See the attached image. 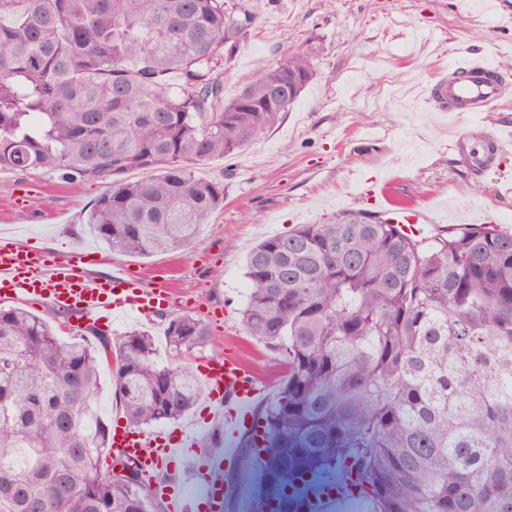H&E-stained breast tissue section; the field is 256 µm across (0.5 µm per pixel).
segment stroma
I'll return each instance as SVG.
<instances>
[{
  "label": "stroma",
  "instance_id": "obj_1",
  "mask_svg": "<svg viewBox=\"0 0 512 512\" xmlns=\"http://www.w3.org/2000/svg\"><path fill=\"white\" fill-rule=\"evenodd\" d=\"M484 14L465 0H261L255 22L224 65L234 97L260 66L311 47L316 75L279 122L233 158L197 165L222 182L224 205L189 246L148 258L111 253L87 231L103 181L66 182L44 171H0V230L51 255L90 252L85 274L99 280L122 265L148 288H166L169 312H189L211 332L204 357L236 349L269 386L279 372L247 336V254L261 240L299 224H323L345 210L411 207L423 235L453 225L512 228V153L490 164L472 159L491 132L512 126V98L480 115L433 111L429 83L462 55H486L512 83V0ZM466 138L452 154L448 137ZM385 190L388 205L372 194Z\"/></svg>",
  "mask_w": 512,
  "mask_h": 512
}]
</instances>
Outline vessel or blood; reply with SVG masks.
Wrapping results in <instances>:
<instances>
[{
    "instance_id": "b4317fda",
    "label": "vessel or blood",
    "mask_w": 512,
    "mask_h": 512,
    "mask_svg": "<svg viewBox=\"0 0 512 512\" xmlns=\"http://www.w3.org/2000/svg\"><path fill=\"white\" fill-rule=\"evenodd\" d=\"M512 95L496 66L482 56H470L448 68L447 78L431 84L428 99L438 112H489ZM89 258L84 254H67L58 258L51 271H44L43 257L33 249L15 246L8 237L0 238V296H24L33 302L43 300L73 311L81 319L133 314L143 319L167 307L170 294L166 289H144L127 271L109 275L104 281L89 282L82 266ZM208 419L217 424L224 436L225 448L206 454L198 463L203 477L201 498L189 497L178 484L153 485L152 490L168 504L169 512H224V467L235 457L242 433L244 413L259 399L265 387L255 374L232 351L214 356L204 366ZM194 431L180 434L165 431L146 432L125 425L112 429V454L136 461L142 475H150L163 464L190 454L197 447ZM306 480L295 473L287 489L294 496L298 512H328L343 499L341 490L330 487L319 494L297 495Z\"/></svg>"
}]
</instances>
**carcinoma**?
<instances>
[{
    "label": "carcinoma",
    "mask_w": 512,
    "mask_h": 512,
    "mask_svg": "<svg viewBox=\"0 0 512 512\" xmlns=\"http://www.w3.org/2000/svg\"><path fill=\"white\" fill-rule=\"evenodd\" d=\"M255 19L229 0H0V170L110 181L87 216L114 252L180 249L224 204L195 165L271 129L315 75L294 51L228 100L224 62ZM146 176L126 181L122 175ZM242 323L281 369L224 475V512H265L322 469L373 512H512V231L409 233L370 210L300 224L248 254ZM153 336L0 304V512H167L111 457L95 395L112 369L127 424L187 415L207 324Z\"/></svg>",
    "instance_id": "obj_1"
}]
</instances>
